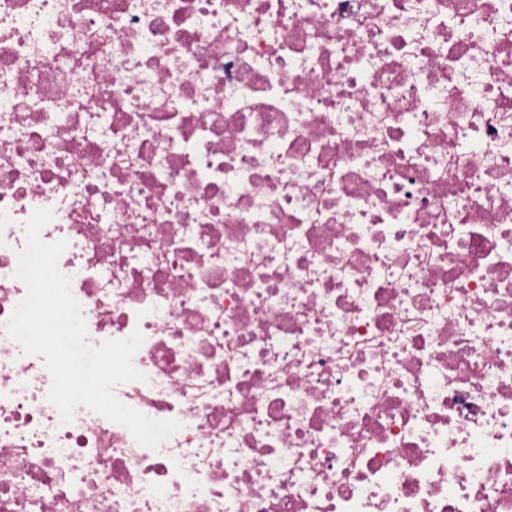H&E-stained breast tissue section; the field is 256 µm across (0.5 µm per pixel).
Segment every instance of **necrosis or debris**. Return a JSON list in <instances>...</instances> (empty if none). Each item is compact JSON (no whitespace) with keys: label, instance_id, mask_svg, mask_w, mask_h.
Instances as JSON below:
<instances>
[{"label":"necrosis or debris","instance_id":"1","mask_svg":"<svg viewBox=\"0 0 512 512\" xmlns=\"http://www.w3.org/2000/svg\"><path fill=\"white\" fill-rule=\"evenodd\" d=\"M38 208L158 449L5 330ZM0 512H512V0H0Z\"/></svg>","mask_w":512,"mask_h":512}]
</instances>
